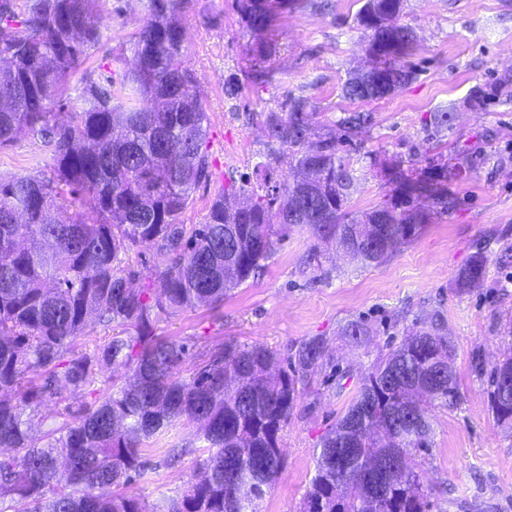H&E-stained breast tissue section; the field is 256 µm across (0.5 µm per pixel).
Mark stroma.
Returning <instances> with one entry per match:
<instances>
[{
  "label": "stroma",
  "mask_w": 512,
  "mask_h": 512,
  "mask_svg": "<svg viewBox=\"0 0 512 512\" xmlns=\"http://www.w3.org/2000/svg\"><path fill=\"white\" fill-rule=\"evenodd\" d=\"M362 3L327 0L320 9L299 0L259 33L242 21L234 0H190L181 14L184 62L208 115L215 179L252 175L266 150L263 115L278 111L288 94L306 95L316 122L328 127L355 110L341 85L350 69L370 64L356 23ZM99 10L103 39L69 79L68 106L57 120L80 106L84 81L99 83L108 69H122L120 48L148 17L149 0H101ZM397 22L415 33L405 60L417 78L365 104L373 122L355 138L351 156L371 154L378 163L364 167L351 208L362 212L393 201L397 187L385 174L393 164L415 177L433 164L459 165L460 176L445 186L455 206L430 210L416 239L365 268L307 232H291L223 303L156 326L157 335L187 344L186 377L204 354L228 342L267 347L283 362L302 342L325 339L330 357L309 377L281 432L284 462L261 512H303L321 439L372 364L419 330L416 315L433 306L440 307L455 347L457 398L429 405L430 445L413 452L426 512H512V432L496 424L485 374L512 350L503 332L512 316V0H404ZM259 62L269 78L257 84L249 74ZM232 75L242 84L234 99L224 94ZM442 111L454 113V125L439 144H429L426 128ZM47 162L39 140L25 138L0 150V177L42 170ZM215 179L196 187L180 223H205ZM480 249L489 258L486 279L458 293L454 282ZM359 318L373 333L357 347L341 331ZM196 433V426L179 423L148 448L157 467L133 482L131 492L151 502L183 490L197 472L199 453L174 467L162 460L171 440L193 443Z\"/></svg>",
  "instance_id": "stroma-1"
}]
</instances>
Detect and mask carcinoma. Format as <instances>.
I'll use <instances>...</instances> for the list:
<instances>
[{"mask_svg": "<svg viewBox=\"0 0 512 512\" xmlns=\"http://www.w3.org/2000/svg\"><path fill=\"white\" fill-rule=\"evenodd\" d=\"M100 2L0 0V60L10 62L0 68V149L38 137L51 170L0 178V512H258L282 467L280 431L300 384L328 357L327 344L301 343L285 371L266 347L228 342L186 379L187 345L156 335L155 326L224 301L295 229L364 267L384 262L427 223L429 212L412 199L448 209L442 184L456 170L434 166L409 178L394 165L395 202L353 212L359 177L343 146L372 124V113L345 112L336 131L321 133L309 99L291 93L284 111L264 115L267 152L254 167L256 182L224 183L205 223L180 224L192 190L212 176L206 112L183 61L184 0H150L149 17L125 45L133 65L111 76L119 101L87 82L85 107L55 119L67 101L66 78L101 42ZM236 2L247 25L263 32L296 0ZM403 2L364 0L356 22L375 65L349 75L345 99L377 101L416 78L404 62L412 28L383 23ZM453 121L451 112L434 113L427 141H439ZM281 147L294 172L286 184L277 175ZM229 197L239 203L227 205ZM141 246L166 254L168 265H123ZM487 264L485 252L476 253L457 291L480 287ZM91 317L126 333L90 344ZM419 323L361 379L323 437L305 512H425L414 465L404 472L376 465L429 447L425 401L456 395L454 373L441 371L454 353L442 314ZM370 333L368 323L352 320L343 335L358 344ZM108 367L131 376L74 414L70 394L96 392ZM487 395L497 423L512 429V353L490 369ZM45 403L59 410L37 442L28 416ZM178 421L200 425L207 455L195 479L155 503L124 491L151 468L150 438Z\"/></svg>", "mask_w": 512, "mask_h": 512, "instance_id": "1", "label": "carcinoma"}]
</instances>
